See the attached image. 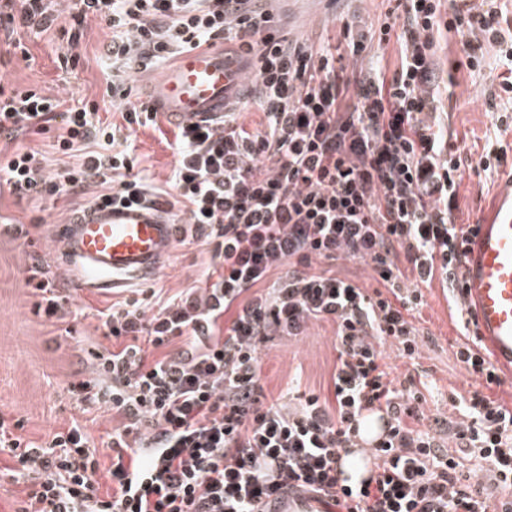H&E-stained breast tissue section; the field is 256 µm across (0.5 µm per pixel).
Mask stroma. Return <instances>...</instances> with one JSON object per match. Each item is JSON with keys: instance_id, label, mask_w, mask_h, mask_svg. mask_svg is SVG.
Segmentation results:
<instances>
[{"instance_id": "obj_1", "label": "stroma", "mask_w": 512, "mask_h": 512, "mask_svg": "<svg viewBox=\"0 0 512 512\" xmlns=\"http://www.w3.org/2000/svg\"><path fill=\"white\" fill-rule=\"evenodd\" d=\"M394 5V0H278L270 10L282 34L316 46L336 42L342 23L352 15L374 19ZM108 39L105 24L91 22L83 47V67L65 73L54 62L56 43L51 35H25L30 60H14L0 79L37 84L71 106L81 100L98 101L102 121H111L113 105L103 98L107 72L99 61ZM485 56L484 69L465 68L462 43L453 34L442 41L439 52L443 69L455 63L460 66L454 95L444 104L456 144L462 149L459 208L455 213L459 224L483 223L494 205L501 178L512 174V166L506 164L486 176L476 175L471 169L495 137L490 92L497 89L502 71L494 51H486ZM175 132V122L163 116L157 127L140 128L127 135L138 159L136 170L149 189L167 186L175 163L171 148ZM91 199L88 192L54 201L0 194V412L9 420L21 421V436L39 443L47 442L53 433L67 429L71 423L83 425L100 446L99 489L105 492L111 487L107 470L112 452L102 442L121 419L104 409L83 412L69 391L70 384L91 378L92 351L112 346L99 313L118 301L147 302L155 293L166 298L200 286L209 255L198 244L178 241L172 255L150 279L113 290L80 287L64 261L61 240L74 211L88 206ZM16 222L30 225L31 246L20 247L14 239L12 225ZM36 261L49 266L68 295V315L54 326L35 314L34 299L25 283L29 267ZM424 294L425 304L415 318L422 331L418 362L401 358L396 346L386 342L380 347L382 369L399 381L414 375L415 387L424 397L420 409L429 421L446 413L448 398L454 393L465 395L477 390L511 405L512 386H486L457 360L455 352L462 337L440 283L426 287ZM337 357L334 327L328 322L309 324L302 336L264 344L259 351V375L265 404L288 403L287 390L295 382L300 383L302 391L328 397Z\"/></svg>"}]
</instances>
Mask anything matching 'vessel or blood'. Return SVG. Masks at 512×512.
<instances>
[{
    "label": "vessel or blood",
    "instance_id": "obj_1",
    "mask_svg": "<svg viewBox=\"0 0 512 512\" xmlns=\"http://www.w3.org/2000/svg\"><path fill=\"white\" fill-rule=\"evenodd\" d=\"M247 73L245 60L230 47L204 46L186 51L151 85L148 106L177 122L223 116L238 97ZM174 224L162 205L150 202L94 205L63 233L64 258L92 287L112 289L151 277L172 253ZM465 267L466 298L474 304L476 335L491 352L502 377L512 379V176L471 245ZM376 432L366 448L385 440L384 413L364 410Z\"/></svg>",
    "mask_w": 512,
    "mask_h": 512
}]
</instances>
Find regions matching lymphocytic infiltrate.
Returning <instances> with one entry per match:
<instances>
[{
  "mask_svg": "<svg viewBox=\"0 0 512 512\" xmlns=\"http://www.w3.org/2000/svg\"><path fill=\"white\" fill-rule=\"evenodd\" d=\"M397 0L383 18L345 22L337 45L293 42L256 0H0V71L28 58L27 33H58L56 63L75 70L91 21L111 36L104 91L121 123L97 102L66 106L33 85L0 82V159L11 194L43 199L98 187L95 203L150 196L120 128L153 127L157 115L130 105L129 78L185 50L224 39L252 64L251 97L263 118L247 130L236 108L222 118L178 124L171 187L187 213L182 240L206 245L205 284L155 304L114 303L102 325L115 347L94 353L93 380L71 385L80 402L121 416L107 443L111 493L99 494L97 449L79 425L45 444L13 435L0 414V452L25 486L21 512H259L274 494L322 496L324 512H512V407L480 392L453 397L454 415L412 424L423 397L412 377L396 381L377 341L419 356L412 317L423 286L440 282L463 338L456 356L487 384L501 380L463 307V267L477 225L456 223L461 158L442 109L452 88L436 61L455 33L466 66L483 47L512 61V27L499 0L454 7ZM397 43L394 70H347L344 55ZM25 133L49 136L80 163L50 170ZM371 262L380 288L366 291L319 260ZM336 326L333 400L301 393L297 407L263 405L259 350L309 323ZM181 349L152 360L148 349ZM369 407L390 420L373 475L344 483L340 455L356 447L355 423ZM478 469L461 470L463 459Z\"/></svg>",
  "mask_w": 512,
  "mask_h": 512,
  "instance_id": "lymphocytic-infiltrate-1",
  "label": "lymphocytic infiltrate"
}]
</instances>
